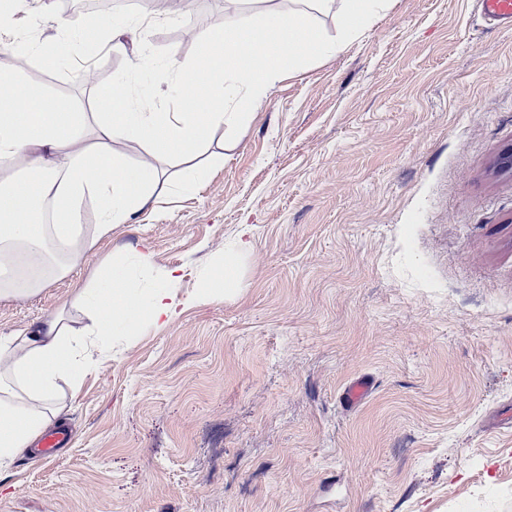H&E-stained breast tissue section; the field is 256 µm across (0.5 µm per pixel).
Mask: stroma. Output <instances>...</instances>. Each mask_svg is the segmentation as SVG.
Returning <instances> with one entry per match:
<instances>
[{"label": "stroma", "instance_id": "1", "mask_svg": "<svg viewBox=\"0 0 512 512\" xmlns=\"http://www.w3.org/2000/svg\"><path fill=\"white\" fill-rule=\"evenodd\" d=\"M134 16L53 9L31 35L66 36L71 60L0 42V66L86 112L87 67L149 103L146 74L87 40ZM142 39L157 64L197 52L180 20ZM253 112L213 133L195 191L0 299L7 336L108 254L146 248L181 277L174 321L83 354L71 444L0 470V512H512V29L474 0H389L343 51L284 65ZM241 237L237 288L197 302ZM361 376L371 393L345 406Z\"/></svg>", "mask_w": 512, "mask_h": 512}]
</instances>
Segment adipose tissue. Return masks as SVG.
Masks as SVG:
<instances>
[{"label":"adipose tissue","mask_w":512,"mask_h":512,"mask_svg":"<svg viewBox=\"0 0 512 512\" xmlns=\"http://www.w3.org/2000/svg\"><path fill=\"white\" fill-rule=\"evenodd\" d=\"M318 8L335 7L341 29L327 37L305 11L240 10L224 25L194 33L197 55L188 62L169 61L153 68L156 84L181 90V109L146 112L134 108L122 78L98 88V121L69 101L51 97L42 88L23 87L18 75L0 69V90L21 91L20 105L0 106V256L10 265L0 268V299L38 292L47 281L65 275L83 237L79 224L85 198H93L100 214L98 236L154 209L155 190L167 179L165 164L178 159L184 175L179 191L203 181L196 163L209 134L249 120L250 109L278 80L288 50L299 45L303 55H327L342 50L358 36L387 0H310ZM52 5L43 0H0V40L12 41L22 56L71 53L63 37L41 43L17 34L19 22L39 27L48 21ZM266 55L263 66L253 65ZM203 79L205 93L184 97L187 85ZM136 142L147 157L132 163L119 146ZM26 159L28 176L15 172ZM150 252L112 258L102 274L79 288L73 299L85 323L70 325L57 312L11 336H0V466L22 454L60 413L61 383L76 380L80 351L93 339L111 352L116 336H133L146 325L156 328L178 315L179 277L167 271L153 279ZM121 310L122 320L112 318Z\"/></svg>","instance_id":"ef3b65f1"}]
</instances>
